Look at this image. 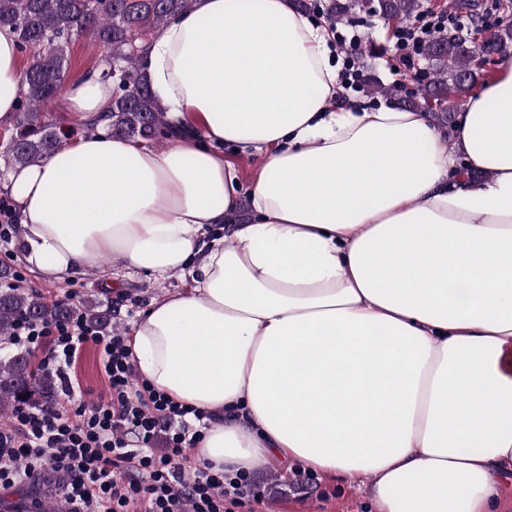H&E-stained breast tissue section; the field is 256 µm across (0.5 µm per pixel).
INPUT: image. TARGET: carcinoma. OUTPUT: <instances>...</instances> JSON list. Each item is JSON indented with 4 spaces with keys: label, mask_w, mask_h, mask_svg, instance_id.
<instances>
[{
    "label": "carcinoma",
    "mask_w": 512,
    "mask_h": 512,
    "mask_svg": "<svg viewBox=\"0 0 512 512\" xmlns=\"http://www.w3.org/2000/svg\"><path fill=\"white\" fill-rule=\"evenodd\" d=\"M192 0H0V26L16 32L20 49L29 54L21 72L17 121L7 148L8 162L35 164L58 150L67 135L49 121L51 104L62 92L69 72V45L74 36L92 37L103 47L97 69L113 81L118 92L106 112L109 134L153 142L167 135L170 125L155 102L146 79L145 44L160 27L188 11ZM374 8L383 20L406 23L421 13L422 0H332L328 18L336 24L352 21L353 14ZM512 43V21L495 24L492 41L472 48L462 38L441 30L424 44L427 67L417 89L405 97L408 109L421 112L437 128L448 132L450 102L466 98L488 76L483 59ZM75 313L98 327L112 325V312L91 304L76 309L66 303H47L17 288L0 291V336L11 334L22 319L57 321ZM56 398L53 376L37 369L26 353L0 357V416L20 403L50 405Z\"/></svg>",
    "instance_id": "1"
}]
</instances>
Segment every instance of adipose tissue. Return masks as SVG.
Instances as JSON below:
<instances>
[{
	"instance_id": "obj_1",
	"label": "adipose tissue",
	"mask_w": 512,
	"mask_h": 512,
	"mask_svg": "<svg viewBox=\"0 0 512 512\" xmlns=\"http://www.w3.org/2000/svg\"><path fill=\"white\" fill-rule=\"evenodd\" d=\"M180 137L80 135L6 175L48 280L108 256L189 288L150 302L140 376L214 420L198 462H296L368 486L375 512H499L512 494V55L454 116L335 107L341 59L294 0H194L146 44ZM17 35L0 27V126ZM114 87L69 83L99 118ZM261 155L242 188L224 146ZM465 159L475 179L460 175ZM248 192L251 221L212 234Z\"/></svg>"
}]
</instances>
